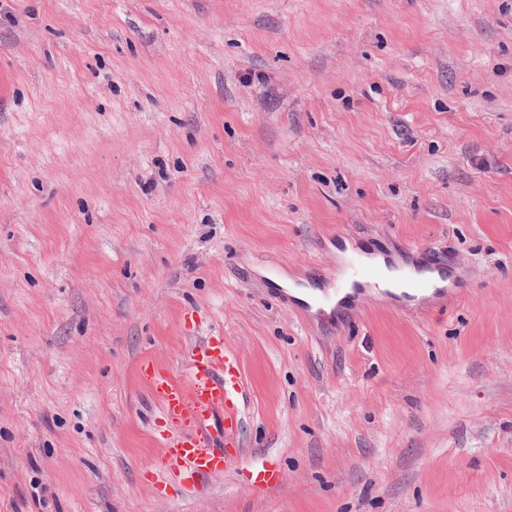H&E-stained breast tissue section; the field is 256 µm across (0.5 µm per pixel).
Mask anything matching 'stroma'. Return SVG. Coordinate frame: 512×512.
<instances>
[{"label":"stroma","instance_id":"obj_1","mask_svg":"<svg viewBox=\"0 0 512 512\" xmlns=\"http://www.w3.org/2000/svg\"><path fill=\"white\" fill-rule=\"evenodd\" d=\"M348 248L457 299L303 314ZM212 332L195 496L140 367ZM0 512H512V0H0ZM255 473L251 472V478L255 486L270 489L280 484L279 470L268 460L255 467Z\"/></svg>","mask_w":512,"mask_h":512}]
</instances>
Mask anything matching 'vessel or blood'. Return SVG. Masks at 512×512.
Instances as JSON below:
<instances>
[{
    "mask_svg": "<svg viewBox=\"0 0 512 512\" xmlns=\"http://www.w3.org/2000/svg\"><path fill=\"white\" fill-rule=\"evenodd\" d=\"M389 272L387 264L357 254L347 261L336 288L360 299L383 286ZM402 285L405 297L421 303L448 298L447 289L417 271L404 274ZM145 381L162 414L187 428L184 435L162 443L172 474L198 484L230 469L232 462L225 459L222 446L233 440L241 423L237 398L244 376L223 337L195 340L183 357L180 372L149 371Z\"/></svg>",
    "mask_w": 512,
    "mask_h": 512,
    "instance_id": "1",
    "label": "vessel or blood"
}]
</instances>
